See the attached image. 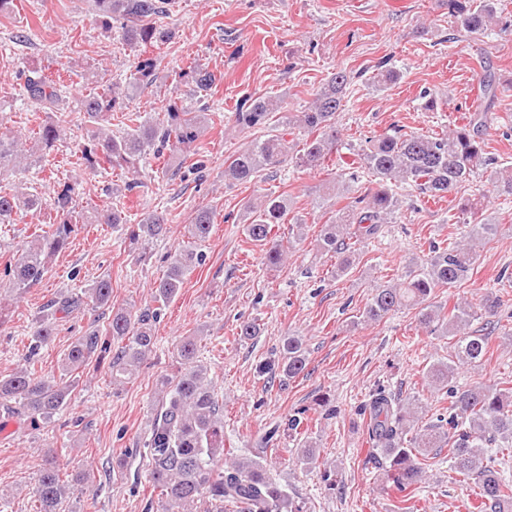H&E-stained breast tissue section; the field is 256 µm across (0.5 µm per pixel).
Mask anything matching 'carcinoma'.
Here are the masks:
<instances>
[{
    "label": "carcinoma",
    "mask_w": 512,
    "mask_h": 512,
    "mask_svg": "<svg viewBox=\"0 0 512 512\" xmlns=\"http://www.w3.org/2000/svg\"><path fill=\"white\" fill-rule=\"evenodd\" d=\"M102 27L118 30L122 44L137 51L133 70L122 83H109L76 101L75 111L83 114L91 127L86 140L73 144V153L87 168L119 170L128 178L126 190L137 187L140 163L151 155L193 159L189 169H203V151L198 144L206 128L201 112H193L182 98H168L163 117L141 118L138 112H125L130 100L151 85L157 74L156 59L143 56L148 47L169 43L175 32L144 19L162 13L161 0H94ZM448 14L460 29L482 35L502 22L495 0H448ZM23 96L42 112H58L65 99L62 86L47 80L36 68L23 71ZM398 77L397 70L384 60L377 66L372 83L385 86ZM351 75L338 70L322 84L315 97L299 112L283 115V132L251 143L232 157L224 168V179L250 183L264 172L275 173L286 166L309 170L325 168L331 156L345 148L354 159L325 184L336 191L364 176L373 187L351 198L338 211L335 222L321 230L319 248L331 255L350 252L351 241L378 235L381 225L392 222L399 206V190L409 189L417 196L441 200L471 181L476 174H487L490 188L461 200L457 223L471 225L464 240L445 246L430 245L425 264L408 270L394 283L373 289L363 318L380 322L400 307L417 310L418 322L429 332H441L454 339L448 360L433 363L427 373L428 385L445 391L448 407L419 424V406L404 400L385 385L377 386L364 404L372 448L378 454L389 482L403 506L396 512H415L411 501L422 480V461L448 449V470L471 484L477 497L473 512H512V388L463 385L458 370L483 366L488 354L489 336L470 329L482 317L497 315L502 301L488 295L479 303L460 302L445 313L435 305L440 288H454L471 278L485 235L494 224H479V213L492 195H512V165L497 166L486 152L483 130L486 113L497 101L491 80H483L485 105L471 115L468 124L434 135L407 132L395 125L391 132L372 137L359 147L344 142L336 128L337 113L343 110ZM177 83L190 85L201 96L213 90L216 75L199 64L180 70ZM281 96L248 95L241 98L233 114V125L241 130L265 124L269 115L283 109ZM121 113L123 132L106 129L114 113ZM64 139L61 121L38 127L33 136L0 133V172L24 174L57 148ZM77 183L60 185L53 197L46 198L32 183L19 181L12 189H0V224H13L15 217L37 215L45 209L55 212V220L33 233V240L6 266L9 289L19 297L39 283L52 269V260L69 245L79 224L126 223L117 209L97 207L77 209L73 204ZM249 222L242 225L246 238L265 247L267 265L279 267L286 259L282 241L273 230L288 225V242L302 239L304 223L289 217L290 203L282 196H264L258 206L246 207ZM211 208L201 207L186 225L182 245L169 255L167 269L151 291L154 306L136 308L112 306V281L100 278L81 294L63 295L54 301L56 312L68 315L83 306L112 308L105 330L94 328L74 339L61 363L62 374L45 377L35 369L40 351L54 336V323L41 317L31 336L25 363L16 372L0 378V407L16 406L32 418L51 420L71 400L79 384V370L111 348L107 337L121 346L112 356L111 379L117 389L135 376L155 344L154 325L165 308L183 288L189 271L203 260L199 243L208 237L213 224ZM167 218L153 211L142 214L130 233V242L147 250L150 243L167 232ZM197 341L187 337L174 351L179 365L177 375H164L157 382L158 405L153 413L150 434L144 443L150 478L159 490L161 512H224V505L239 512H302L300 506L276 482L261 461L252 457L224 462V404L207 370L197 360ZM307 366L302 340L289 336L282 342L279 357L261 369L279 376L282 384L304 372ZM87 475L62 477L53 456L40 471L35 495L39 512H59V506L84 493Z\"/></svg>",
    "instance_id": "cac0c4a2"
}]
</instances>
